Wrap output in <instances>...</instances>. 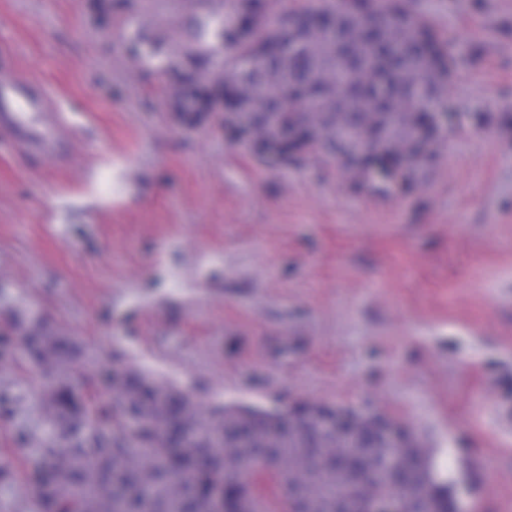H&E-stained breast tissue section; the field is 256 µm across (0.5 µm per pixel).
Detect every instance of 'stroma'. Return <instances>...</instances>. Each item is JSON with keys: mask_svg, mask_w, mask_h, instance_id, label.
I'll list each match as a JSON object with an SVG mask.
<instances>
[{"mask_svg": "<svg viewBox=\"0 0 512 512\" xmlns=\"http://www.w3.org/2000/svg\"><path fill=\"white\" fill-rule=\"evenodd\" d=\"M448 39L454 117L411 188L352 190L334 162L272 168L169 86L223 57L182 22L224 0H0V47L49 94L60 161L0 145V329L72 337L79 369L133 365L219 403L376 410L467 512H512V0H419ZM40 373L0 359L5 512L27 504Z\"/></svg>", "mask_w": 512, "mask_h": 512, "instance_id": "stroma-1", "label": "stroma"}]
</instances>
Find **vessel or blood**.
<instances>
[{
  "mask_svg": "<svg viewBox=\"0 0 512 512\" xmlns=\"http://www.w3.org/2000/svg\"><path fill=\"white\" fill-rule=\"evenodd\" d=\"M47 101L46 93H32L14 67L0 60V126L11 129L17 143L25 149L53 156L57 153L59 128L57 123L41 120Z\"/></svg>",
  "mask_w": 512,
  "mask_h": 512,
  "instance_id": "b4317fda",
  "label": "vessel or blood"
}]
</instances>
